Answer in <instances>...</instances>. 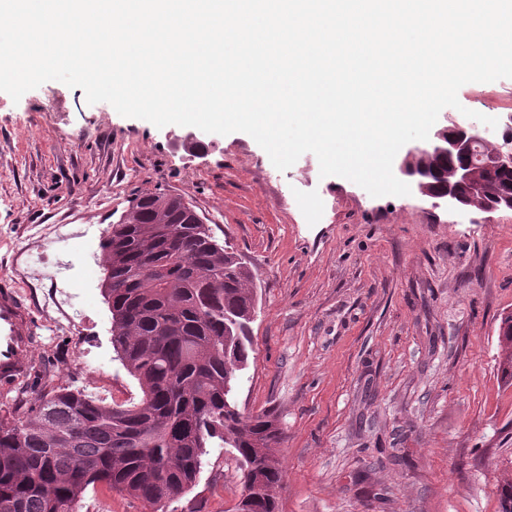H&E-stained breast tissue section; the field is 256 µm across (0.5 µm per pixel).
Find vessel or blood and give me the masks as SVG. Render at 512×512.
Returning <instances> with one entry per match:
<instances>
[{
    "instance_id": "vessel-or-blood-1",
    "label": "vessel or blood",
    "mask_w": 512,
    "mask_h": 512,
    "mask_svg": "<svg viewBox=\"0 0 512 512\" xmlns=\"http://www.w3.org/2000/svg\"><path fill=\"white\" fill-rule=\"evenodd\" d=\"M38 323L16 283L0 278V390L28 384Z\"/></svg>"
}]
</instances>
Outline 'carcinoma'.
Returning <instances> with one entry per match:
<instances>
[{"label":"carcinoma","instance_id":"1","mask_svg":"<svg viewBox=\"0 0 512 512\" xmlns=\"http://www.w3.org/2000/svg\"><path fill=\"white\" fill-rule=\"evenodd\" d=\"M488 192L512 171L479 173ZM178 196L135 197L102 244L112 347L137 380L138 402L102 405L64 385L34 398L23 416H0V512H76L104 483L151 506L180 501L212 448L231 449L243 471L241 512H278L282 463L276 412L243 417L235 399L253 351L254 275Z\"/></svg>","mask_w":512,"mask_h":512}]
</instances>
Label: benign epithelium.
Masks as SVG:
<instances>
[{"label":"benign epithelium","instance_id":"7a95c632","mask_svg":"<svg viewBox=\"0 0 512 512\" xmlns=\"http://www.w3.org/2000/svg\"><path fill=\"white\" fill-rule=\"evenodd\" d=\"M446 121L448 125L435 131L428 140L406 148L398 159L397 171L409 180L419 194L433 199V206L451 205L466 208L468 203L464 201L460 189H467L472 197L480 196L484 191L483 185L475 178L472 153L475 146L489 143L488 129L473 123H461L451 116L446 117ZM423 155L458 160L447 188L438 194H432L426 188L425 179L430 173L424 168L415 167V160ZM481 165L488 170L512 169V139L502 137L495 148L482 157ZM476 209L482 212L512 210V193L503 192L494 200L476 206Z\"/></svg>","mask_w":512,"mask_h":512}]
</instances>
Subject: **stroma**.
<instances>
[{
    "instance_id": "stroma-1",
    "label": "stroma",
    "mask_w": 512,
    "mask_h": 512,
    "mask_svg": "<svg viewBox=\"0 0 512 512\" xmlns=\"http://www.w3.org/2000/svg\"><path fill=\"white\" fill-rule=\"evenodd\" d=\"M458 99L512 113V79L465 84ZM158 190L190 202L255 276L239 404L279 416V512H499L512 472V386L497 371L512 210L374 197L321 177L311 153L282 172L245 133L158 128L58 81L17 101L0 92V274L40 323L32 385L0 391V415L59 384L106 405L139 399L112 348L101 244ZM241 488L234 456L215 448L189 498L234 512ZM79 512L152 510L98 484Z\"/></svg>"
}]
</instances>
